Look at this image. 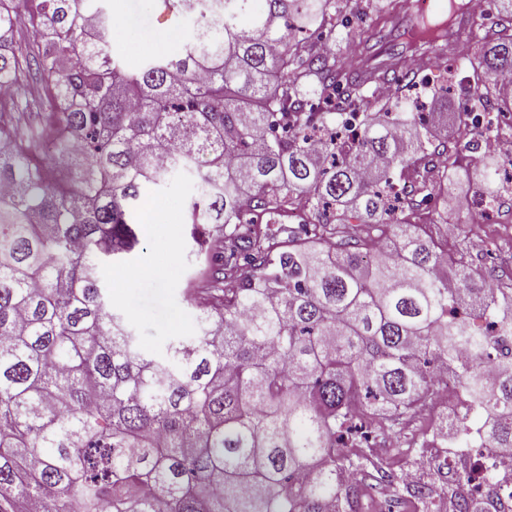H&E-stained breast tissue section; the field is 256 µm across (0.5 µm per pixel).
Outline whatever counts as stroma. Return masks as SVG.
<instances>
[{"label": "stroma", "instance_id": "stroma-1", "mask_svg": "<svg viewBox=\"0 0 512 512\" xmlns=\"http://www.w3.org/2000/svg\"><path fill=\"white\" fill-rule=\"evenodd\" d=\"M101 5L110 18V53L120 59L136 51L145 58L174 55L178 44L190 41L197 25L195 15L163 9L160 0H102ZM425 76L427 85L408 91L421 111L432 112L442 105L462 111L465 72L452 76L447 68L437 67L427 69ZM496 186L501 209L495 214L464 204L446 210L429 208L415 217L440 250L464 255L485 281L512 276V237L499 230L500 225H512V176L501 173ZM200 194L201 183L193 171L176 173L164 186L150 191L138 251L122 264L100 268L115 311L126 318L138 346L149 354L165 353L177 337L199 333L198 313L186 290L198 264L183 238L188 212ZM477 224L492 225V233L484 237L474 232ZM156 268L163 269V276H153ZM431 418L430 407L421 406L413 418L384 428L381 440L399 441L403 456L418 455L421 432Z\"/></svg>", "mask_w": 512, "mask_h": 512}]
</instances>
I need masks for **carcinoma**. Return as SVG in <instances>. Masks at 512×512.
Returning <instances> with one entry per match:
<instances>
[{"mask_svg": "<svg viewBox=\"0 0 512 512\" xmlns=\"http://www.w3.org/2000/svg\"><path fill=\"white\" fill-rule=\"evenodd\" d=\"M95 0H0V84L57 105L40 161L0 112V512H336L360 478L395 476L361 455L377 424L411 417L435 362L471 403L461 448H512V288L475 283L464 256L443 258L417 233L416 211L448 206L476 137L472 112H512V0L466 67L458 138L435 142L403 118L404 88L363 111L371 86L334 50L293 35L333 31L352 0H178L198 13L172 57L127 62L106 49ZM38 18L14 46L17 15ZM345 41L392 57L430 58L447 41H408L381 26ZM502 159L482 170L490 178ZM204 168L188 217L206 246L194 281L202 335L141 352L102 288V256L141 244L144 188ZM305 238L280 226L297 209ZM356 218L373 225L343 238ZM201 224L220 233L201 240ZM393 238L386 249L379 238ZM495 322L499 335H485ZM473 350L454 366L459 349ZM497 360L486 388L479 372ZM313 481L295 482L307 469Z\"/></svg>", "mask_w": 512, "mask_h": 512, "instance_id": "1", "label": "carcinoma"}]
</instances>
